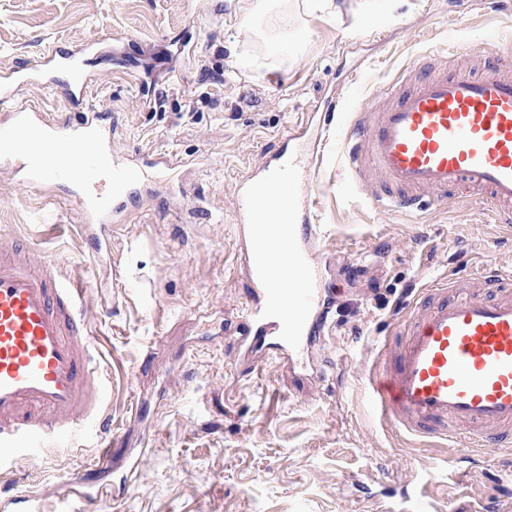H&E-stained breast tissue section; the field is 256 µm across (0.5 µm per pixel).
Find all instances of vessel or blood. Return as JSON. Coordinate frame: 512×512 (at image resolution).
Returning <instances> with one entry per match:
<instances>
[{
    "label": "vessel or blood",
    "mask_w": 512,
    "mask_h": 512,
    "mask_svg": "<svg viewBox=\"0 0 512 512\" xmlns=\"http://www.w3.org/2000/svg\"><path fill=\"white\" fill-rule=\"evenodd\" d=\"M124 37L105 35L76 50L49 48L25 72H0V170L22 186L69 182L85 215L87 241L127 206L142 167L113 153L103 108L88 101L89 57L120 55ZM427 55L390 81L376 112L348 117L345 165L370 202L405 214L451 189L487 195L497 216L512 219V53L488 52L480 72L432 75ZM50 88L70 107L59 120L22 101L26 87ZM339 100L318 121L296 126L237 184L233 217L236 261L247 297L231 350L255 370L268 357L295 365L314 346L333 309L320 284L326 261L311 216L316 187L292 144L312 142L321 155ZM462 292L450 278L428 280L398 325L402 338L389 368L372 377L367 401L402 434L452 437L467 449L512 443V281L476 277ZM89 286L0 244V481L19 460L48 443L68 445L87 426L106 429L108 385L91 321ZM111 444L91 472L61 475L68 496L94 506L105 483ZM44 495L0 498V512H45Z\"/></svg>",
    "instance_id": "b4317fda"
}]
</instances>
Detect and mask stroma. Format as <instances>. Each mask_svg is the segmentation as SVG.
Returning <instances> with one entry per match:
<instances>
[{
    "instance_id": "obj_1",
    "label": "stroma",
    "mask_w": 512,
    "mask_h": 512,
    "mask_svg": "<svg viewBox=\"0 0 512 512\" xmlns=\"http://www.w3.org/2000/svg\"><path fill=\"white\" fill-rule=\"evenodd\" d=\"M305 2L253 27L251 0H0V68L24 71L52 46L109 31L131 38L120 64L95 60L89 102L112 113L113 151L182 161L164 177L171 193L114 216L104 254L84 238L68 187L24 188L0 172V239L99 284L89 307L123 438L101 512H448L454 498L480 512L512 495V449L399 434L364 399L421 285L455 274L469 288L477 260L512 271V232L462 187L410 216L337 190L343 118L312 170L330 261L322 286L336 299L312 351L324 375L295 385L276 360L258 372L234 362L228 328L247 296L232 223L239 178L338 84L353 83L348 111H371L419 53L446 48L476 72L480 50L512 49V5L499 0H335L333 17ZM282 28L300 42L270 54L262 35ZM146 83L165 91L163 108L144 103ZM99 445L86 434L39 452L5 495L55 486ZM456 457L461 468L449 467Z\"/></svg>"
}]
</instances>
